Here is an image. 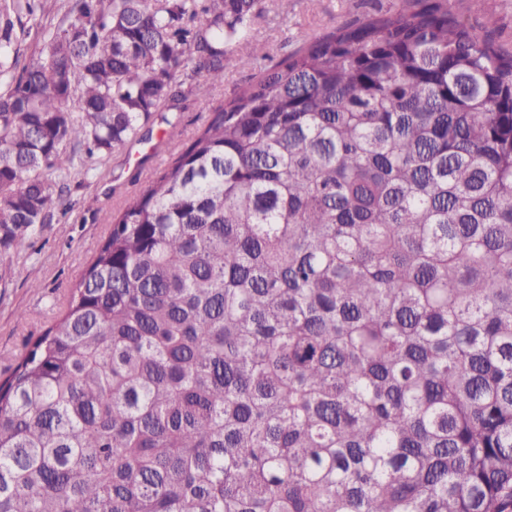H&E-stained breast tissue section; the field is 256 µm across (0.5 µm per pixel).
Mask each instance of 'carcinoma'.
I'll use <instances>...</instances> for the list:
<instances>
[{
  "mask_svg": "<svg viewBox=\"0 0 512 512\" xmlns=\"http://www.w3.org/2000/svg\"><path fill=\"white\" fill-rule=\"evenodd\" d=\"M265 0H0V251L224 84ZM39 55L22 64L17 33ZM0 381V512H512V50L454 0L321 36L112 213Z\"/></svg>",
  "mask_w": 512,
  "mask_h": 512,
  "instance_id": "cac0c4a2",
  "label": "carcinoma"
}]
</instances>
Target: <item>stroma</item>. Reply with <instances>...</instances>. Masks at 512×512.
I'll return each mask as SVG.
<instances>
[{"label": "stroma", "instance_id": "stroma-1", "mask_svg": "<svg viewBox=\"0 0 512 512\" xmlns=\"http://www.w3.org/2000/svg\"><path fill=\"white\" fill-rule=\"evenodd\" d=\"M401 5L402 0H288L283 7L267 0L252 18L251 36L275 64L299 47L301 35L317 36ZM459 12L471 22L492 20L496 40L512 48V0L476 5L459 0ZM259 74V66L249 62L228 67L210 101L188 99L167 121H155L150 140L90 160L88 171L69 178V210L37 229L25 250L0 252V379L62 310L72 284L108 234L112 212L143 193L209 113Z\"/></svg>", "mask_w": 512, "mask_h": 512}]
</instances>
